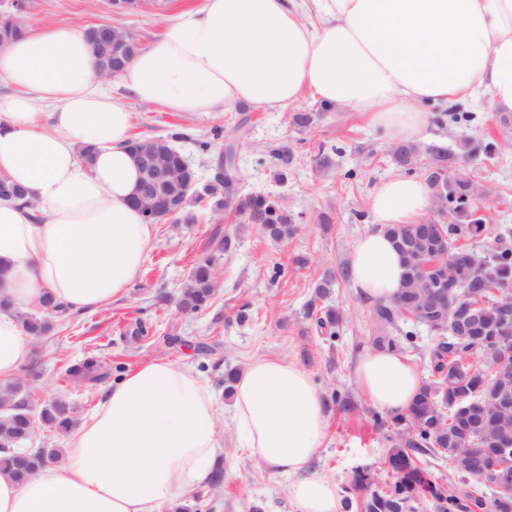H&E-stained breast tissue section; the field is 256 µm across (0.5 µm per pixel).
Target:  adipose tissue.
Returning a JSON list of instances; mask_svg holds the SVG:
<instances>
[{"label":"adipose tissue","mask_w":512,"mask_h":512,"mask_svg":"<svg viewBox=\"0 0 512 512\" xmlns=\"http://www.w3.org/2000/svg\"><path fill=\"white\" fill-rule=\"evenodd\" d=\"M202 0L131 62L95 87L86 31L20 27L0 44V178L30 201L0 200V381L20 371L34 338L16 310L45 295L92 312L123 298L153 241L128 205L139 179L127 145L128 98L169 112L245 104L282 109L311 95L366 113L374 126L420 141L433 110L483 93L512 112V0ZM431 202L426 181L393 178L375 190L373 228L352 250L357 290L391 299L401 258L384 229L414 224ZM369 401L407 410L422 379L403 355L363 354L354 371ZM233 414L247 447L291 476L295 512H340L335 482L311 463L329 414L308 372L257 357L234 384ZM217 407L192 370L151 360L106 391L66 435L64 462L26 482L0 470V512H169L207 485L218 461Z\"/></svg>","instance_id":"obj_1"}]
</instances>
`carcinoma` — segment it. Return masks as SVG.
<instances>
[{"label": "carcinoma", "mask_w": 512, "mask_h": 512, "mask_svg": "<svg viewBox=\"0 0 512 512\" xmlns=\"http://www.w3.org/2000/svg\"><path fill=\"white\" fill-rule=\"evenodd\" d=\"M461 144L465 156L476 159L491 156L499 150L496 142H484L470 136L463 137ZM428 163L424 173L433 195L447 203V208L437 213L448 217L445 224L430 225L431 234L422 232V224H396L385 229L388 237L400 253L404 275L398 293L389 301L376 300L369 311L371 343L378 349H388L402 354L419 350L421 329L431 330L434 320L430 314L446 306L466 308L475 302L468 297L467 289H482L488 303L476 310L478 334L476 337H456L447 331L444 338L430 345L426 351V376L418 396L410 408L402 413L374 415V421L384 426L391 424L389 459L399 460L400 467L386 468V477L378 481L375 474L358 467L353 472L349 492L354 498H345L344 508H356L358 512H394L393 505L400 500L430 496L442 501L441 512H512V494H499L490 488L484 492L471 487L477 476L469 468L458 470L456 483L445 484L435 477L433 460L450 458L468 442L483 440L489 444L498 432H512V411L493 410L495 401L490 394L498 387L512 392V372L500 373L483 358L481 342L491 351L512 352V322L505 323L500 308L494 305L492 291L512 284V231L492 233L484 217L477 215L484 207L487 193L470 177L461 173L450 177L448 169L457 166L462 156L444 147L421 149L415 143L399 141L392 150V158L399 166L412 164L420 154ZM211 195L222 194L216 208L231 205L236 198L237 186L224 177H214V185L208 188ZM262 226L274 239L290 237L296 225L272 201L257 196L249 201ZM228 247V239L221 236V229L212 230L208 245L192 270L181 304L186 310H198L212 295L214 277V252ZM453 252L461 261L448 266V270L424 271L422 263L430 262L443 252ZM445 277L456 285L448 293H440L427 284ZM350 271L327 272L316 283L314 297L307 304L306 316L313 318L320 332L331 338L339 334L344 323V313L333 306H318L339 280H348ZM411 296L416 303L409 307L405 297ZM44 314L21 311L18 318L23 328L39 338L51 328V318L64 317L68 309L47 297L43 302ZM74 380L96 381L97 364L91 358L66 370ZM485 404L490 407L487 424L474 427L460 417L455 397ZM29 417L27 430L42 425L58 434L65 433L73 424L71 408L64 400L56 399L35 411L29 407L28 379L16 378L0 383V468L15 475L27 471L31 474L50 460L62 456L60 448L20 449L21 423Z\"/></svg>", "instance_id": "1"}]
</instances>
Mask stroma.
<instances>
[{"instance_id":"stroma-1","label":"stroma","mask_w":512,"mask_h":512,"mask_svg":"<svg viewBox=\"0 0 512 512\" xmlns=\"http://www.w3.org/2000/svg\"><path fill=\"white\" fill-rule=\"evenodd\" d=\"M199 2L160 0L159 5L115 18L105 0H28L22 20L82 30L115 19L147 45ZM129 110L132 136L170 141L190 163L200 190L213 180L224 148L215 128L229 130L244 123L247 134L237 157L239 199L263 195L277 200L299 230L275 241L249 212L234 205L219 210L210 197H191L184 214L156 224L149 257L126 297L94 312L54 320L49 334L36 340L27 358L37 369L30 382L33 407L62 399L80 421L92 413L103 392L143 362L167 359L190 367L210 386L219 412L224 484L206 493L209 512H293L290 477L266 470L242 446L224 381L228 370H241L252 358H285L309 373L330 414L314 469L343 491L355 468L366 467L384 477L389 432L375 425V407L354 377L357 360L371 348L370 302L352 283L333 289L326 302L346 315L334 339L318 331L305 312L315 283L324 273L349 264L356 242L371 230L370 202L378 185L406 174L423 178V166L410 171L397 166L390 155L395 136L374 128L365 113L329 109L308 96L272 110L239 106L197 115L167 112L135 100ZM296 112L314 113L313 123L293 127L289 119ZM459 112L456 124L440 113L422 143L453 149L464 134L498 142L494 156L461 162L460 169L490 190L493 230L512 229V125L500 123L485 97ZM323 147L331 151L327 165L319 155ZM276 149L290 150L291 161L272 158ZM324 215L329 223H321ZM217 226L231 245L215 256L213 295L206 308L183 311L178 302L190 271ZM299 255L304 264H296ZM139 320L146 331L137 336L133 329ZM204 345L209 348L205 354L200 351ZM89 357L97 361L102 380H70L66 367ZM337 394L351 398V410L336 405Z\"/></svg>"}]
</instances>
